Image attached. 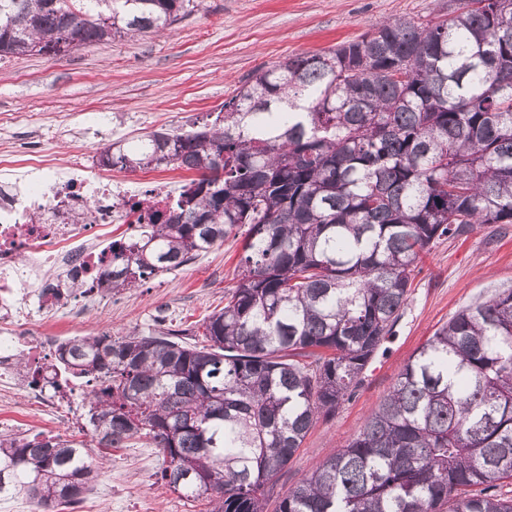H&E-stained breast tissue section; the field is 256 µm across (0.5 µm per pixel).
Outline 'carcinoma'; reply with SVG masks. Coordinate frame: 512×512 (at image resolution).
<instances>
[{
  "label": "carcinoma",
  "mask_w": 512,
  "mask_h": 512,
  "mask_svg": "<svg viewBox=\"0 0 512 512\" xmlns=\"http://www.w3.org/2000/svg\"><path fill=\"white\" fill-rule=\"evenodd\" d=\"M193 0H0V58L167 31ZM202 172L112 241L88 291L132 288L247 227L224 308L188 330L74 336L59 373L96 381L92 441L163 455L158 480L209 512H264L272 479L396 336L421 252L512 224V0L379 21L359 40L257 71L213 123L103 151ZM82 441L0 433V497L80 502ZM512 289L457 312L362 430L278 512H512Z\"/></svg>",
  "instance_id": "cac0c4a2"
}]
</instances>
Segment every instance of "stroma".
<instances>
[{
	"mask_svg": "<svg viewBox=\"0 0 512 512\" xmlns=\"http://www.w3.org/2000/svg\"><path fill=\"white\" fill-rule=\"evenodd\" d=\"M453 0H196L168 35L104 41L60 55L0 59V153L51 149L57 164L99 165L101 148L164 130L185 133L212 122L236 88L257 70L354 40L379 20H423L453 11ZM243 236L229 237L177 270L102 296L77 320L40 321L45 334L120 336L132 330L185 329L224 306L237 282ZM512 288V224H477L431 244L386 352L378 354L335 417L320 421L273 480L266 512L288 490L359 432L387 396L411 355L461 309ZM66 412L43 422L19 403L0 404V430L44 433L89 443L86 379H70ZM109 461L72 512H205L158 482L162 458L134 444L105 452Z\"/></svg>",
	"mask_w": 512,
	"mask_h": 512,
	"instance_id": "stroma-1",
	"label": "stroma"
}]
</instances>
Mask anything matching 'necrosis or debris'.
Returning a JSON list of instances; mask_svg holds the SVG:
<instances>
[{
  "instance_id": "1",
  "label": "necrosis or debris",
  "mask_w": 512,
  "mask_h": 512,
  "mask_svg": "<svg viewBox=\"0 0 512 512\" xmlns=\"http://www.w3.org/2000/svg\"><path fill=\"white\" fill-rule=\"evenodd\" d=\"M170 182L150 190L84 166L62 167L49 151L0 155V395L24 394L45 418L60 397L34 383L48 365V343L34 336L33 314L63 318L73 284L91 285L108 268L113 227L133 224L134 202L165 206Z\"/></svg>"
}]
</instances>
